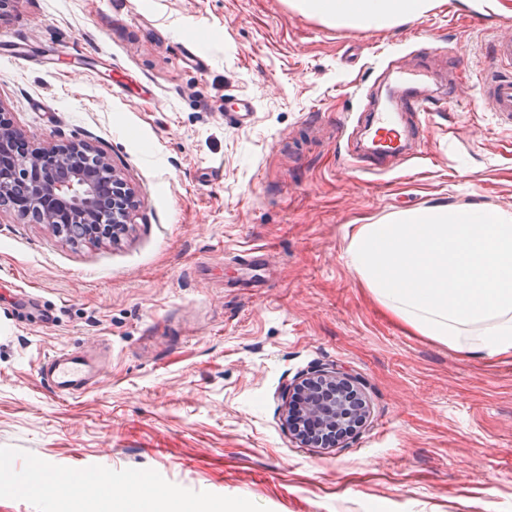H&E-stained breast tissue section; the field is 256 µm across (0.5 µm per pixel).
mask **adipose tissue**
Masks as SVG:
<instances>
[{
    "mask_svg": "<svg viewBox=\"0 0 512 512\" xmlns=\"http://www.w3.org/2000/svg\"><path fill=\"white\" fill-rule=\"evenodd\" d=\"M337 27L382 29L418 18L434 0H295ZM350 265L378 303L420 335L478 358L512 362V213L481 204L394 214L361 225ZM30 493L66 499L71 512H196L146 481L116 489L103 475L49 474Z\"/></svg>",
    "mask_w": 512,
    "mask_h": 512,
    "instance_id": "adipose-tissue-1",
    "label": "adipose tissue"
}]
</instances>
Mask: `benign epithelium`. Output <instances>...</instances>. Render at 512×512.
Listing matches in <instances>:
<instances>
[{
  "label": "benign epithelium",
  "mask_w": 512,
  "mask_h": 512,
  "mask_svg": "<svg viewBox=\"0 0 512 512\" xmlns=\"http://www.w3.org/2000/svg\"><path fill=\"white\" fill-rule=\"evenodd\" d=\"M133 191L92 144L73 141L46 147L0 111V207L22 220L75 232L88 241L113 240L128 223ZM357 381L317 369L295 412L319 429L352 433L366 419L351 402Z\"/></svg>",
  "instance_id": "1"
}]
</instances>
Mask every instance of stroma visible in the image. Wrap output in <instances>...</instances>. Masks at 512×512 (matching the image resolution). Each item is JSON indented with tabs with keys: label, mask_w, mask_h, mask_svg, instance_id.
I'll list each match as a JSON object with an SVG mask.
<instances>
[{
	"label": "stroma",
	"mask_w": 512,
	"mask_h": 512,
	"mask_svg": "<svg viewBox=\"0 0 512 512\" xmlns=\"http://www.w3.org/2000/svg\"><path fill=\"white\" fill-rule=\"evenodd\" d=\"M506 30L512 0L370 30L291 0H9L0 109L35 140L92 142L136 206L100 245L0 211V512H64L24 489L41 464L198 512H512V363L412 331L347 260L400 211L512 213L487 84ZM416 66L437 112L407 160L363 153L393 71ZM63 350L91 359L81 397L41 378ZM319 367L358 378L367 408L328 449L285 416Z\"/></svg>",
	"instance_id": "obj_1"
}]
</instances>
